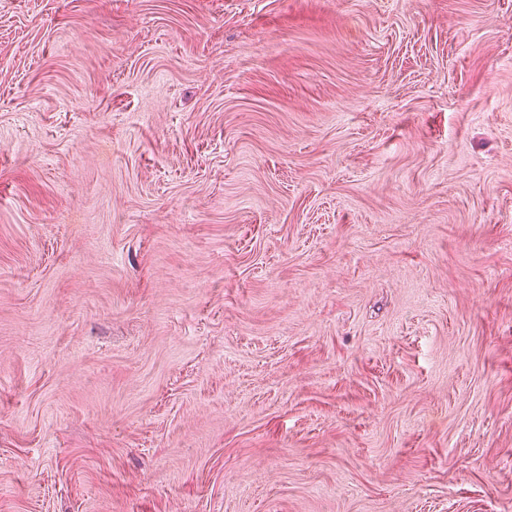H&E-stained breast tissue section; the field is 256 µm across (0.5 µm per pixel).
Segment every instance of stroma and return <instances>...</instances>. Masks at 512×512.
<instances>
[{"instance_id": "stroma-1", "label": "stroma", "mask_w": 512, "mask_h": 512, "mask_svg": "<svg viewBox=\"0 0 512 512\" xmlns=\"http://www.w3.org/2000/svg\"><path fill=\"white\" fill-rule=\"evenodd\" d=\"M0 512H512V0H0Z\"/></svg>"}]
</instances>
